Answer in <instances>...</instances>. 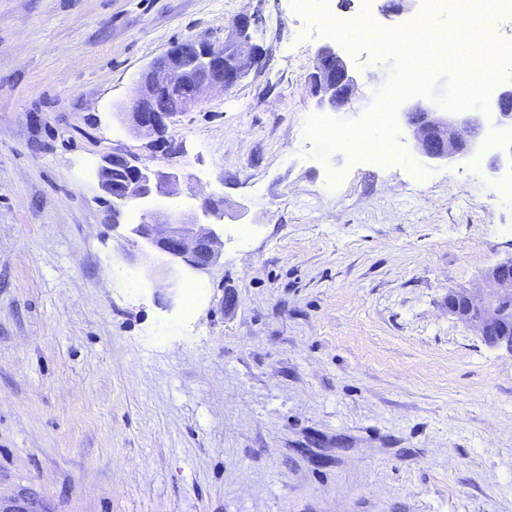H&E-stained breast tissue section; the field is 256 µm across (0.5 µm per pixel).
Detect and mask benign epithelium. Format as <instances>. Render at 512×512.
Listing matches in <instances>:
<instances>
[{
  "mask_svg": "<svg viewBox=\"0 0 512 512\" xmlns=\"http://www.w3.org/2000/svg\"><path fill=\"white\" fill-rule=\"evenodd\" d=\"M258 22L255 16L242 15L233 21L224 42H183L147 66L140 74L133 102L119 116L134 134L145 139L151 157L116 150L99 159L96 177L102 201L115 219L130 205L145 210L146 221L131 225L129 233L161 254L170 274L182 265L198 270L217 260L223 245L224 204L212 199L195 212L177 210L173 199L185 174L178 164L181 152L169 131L173 112L161 103L177 97L179 111L186 112L196 106L206 89L235 87L263 52L250 33ZM180 71L191 76L184 85L174 82ZM308 82L319 108L337 110L350 103L357 78L336 47L326 45L315 56ZM490 112L496 125L512 128V84L498 89L489 103H477L472 112H452L440 100L410 106L403 116L417 152L430 163H448L480 147L486 136L484 118ZM489 168L494 172L512 170V140L498 141ZM483 279L485 288L480 296L464 289L448 291V314L473 326L487 346L512 356V256L487 269ZM0 512L32 510L20 494L0 498Z\"/></svg>",
  "mask_w": 512,
  "mask_h": 512,
  "instance_id": "benign-epithelium-1",
  "label": "benign epithelium"
}]
</instances>
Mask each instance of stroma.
Here are the masks:
<instances>
[{"label":"stroma","instance_id":"1","mask_svg":"<svg viewBox=\"0 0 512 512\" xmlns=\"http://www.w3.org/2000/svg\"><path fill=\"white\" fill-rule=\"evenodd\" d=\"M377 0L336 37L294 0H0V497L35 512H512V357L449 315L512 255L488 148L429 164L403 109L454 88L475 44L408 30L447 9ZM261 11L264 56L173 115L185 207L224 202L219 260L165 272L126 236L100 154L142 142L115 113L178 42ZM401 36L397 56L384 52ZM358 79L318 109L324 45ZM432 75L405 97L403 70ZM388 163L350 149L367 113ZM331 137L306 139L307 116ZM119 227H112V220Z\"/></svg>","mask_w":512,"mask_h":512}]
</instances>
